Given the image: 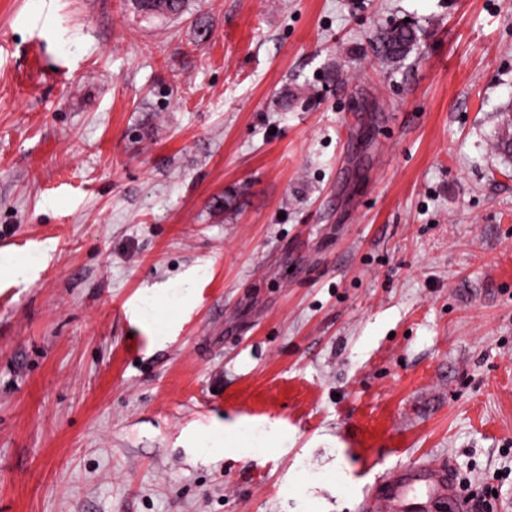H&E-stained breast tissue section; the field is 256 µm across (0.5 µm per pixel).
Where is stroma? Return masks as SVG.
<instances>
[{
    "label": "stroma",
    "mask_w": 512,
    "mask_h": 512,
    "mask_svg": "<svg viewBox=\"0 0 512 512\" xmlns=\"http://www.w3.org/2000/svg\"><path fill=\"white\" fill-rule=\"evenodd\" d=\"M509 119L512 0H0V512H512ZM137 1H133L136 8L146 15H180L186 4V0H156L151 3H139ZM380 57L388 63H397L418 49L419 35L415 28L399 24L382 30L376 37ZM367 512H458L466 510L448 463L431 460L379 478L364 499Z\"/></svg>",
    "instance_id": "stroma-1"
}]
</instances>
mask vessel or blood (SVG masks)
<instances>
[{
  "label": "vessel or blood",
  "instance_id": "b4317fda",
  "mask_svg": "<svg viewBox=\"0 0 512 512\" xmlns=\"http://www.w3.org/2000/svg\"><path fill=\"white\" fill-rule=\"evenodd\" d=\"M366 512H461L459 491L446 462L432 460L379 478L364 499Z\"/></svg>",
  "mask_w": 512,
  "mask_h": 512
}]
</instances>
